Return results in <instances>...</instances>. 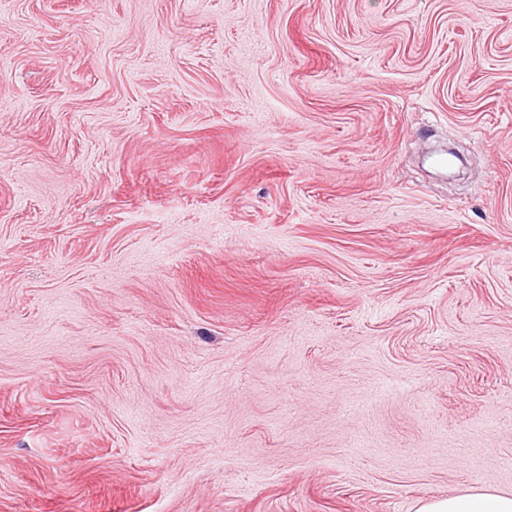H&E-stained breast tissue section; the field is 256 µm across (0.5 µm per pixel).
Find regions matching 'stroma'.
Here are the masks:
<instances>
[{
    "label": "stroma",
    "mask_w": 512,
    "mask_h": 512,
    "mask_svg": "<svg viewBox=\"0 0 512 512\" xmlns=\"http://www.w3.org/2000/svg\"><path fill=\"white\" fill-rule=\"evenodd\" d=\"M512 494V0H0V512Z\"/></svg>",
    "instance_id": "stroma-1"
}]
</instances>
